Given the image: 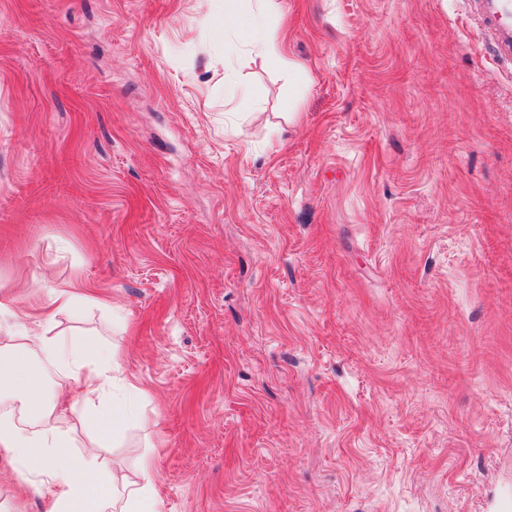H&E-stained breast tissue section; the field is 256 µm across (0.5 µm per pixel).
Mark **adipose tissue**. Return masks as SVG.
Masks as SVG:
<instances>
[{
	"instance_id": "adipose-tissue-1",
	"label": "adipose tissue",
	"mask_w": 512,
	"mask_h": 512,
	"mask_svg": "<svg viewBox=\"0 0 512 512\" xmlns=\"http://www.w3.org/2000/svg\"><path fill=\"white\" fill-rule=\"evenodd\" d=\"M279 11L278 0H225L224 23L244 31L255 53L282 61L261 20ZM76 283L49 290L50 309L34 328L0 324V454L18 468L42 475L51 512H155L153 464L143 458L124 470L108 469L99 455L131 412L128 401L96 406L95 397L123 386L135 392L114 350L53 335L57 314L73 310ZM92 429L91 450L72 454L75 427Z\"/></svg>"
}]
</instances>
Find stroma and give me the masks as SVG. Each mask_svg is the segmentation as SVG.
Segmentation results:
<instances>
[{"instance_id":"1","label":"stroma","mask_w":512,"mask_h":512,"mask_svg":"<svg viewBox=\"0 0 512 512\" xmlns=\"http://www.w3.org/2000/svg\"><path fill=\"white\" fill-rule=\"evenodd\" d=\"M280 7L274 66L224 0H0V300L93 283L158 512H512V70L464 0Z\"/></svg>"}]
</instances>
